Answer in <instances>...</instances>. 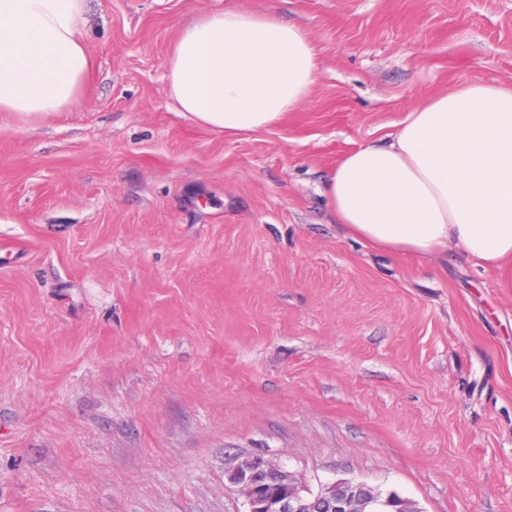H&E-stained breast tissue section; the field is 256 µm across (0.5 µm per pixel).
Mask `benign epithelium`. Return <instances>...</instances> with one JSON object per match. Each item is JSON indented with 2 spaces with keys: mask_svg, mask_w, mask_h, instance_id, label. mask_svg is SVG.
<instances>
[{
  "mask_svg": "<svg viewBox=\"0 0 512 512\" xmlns=\"http://www.w3.org/2000/svg\"><path fill=\"white\" fill-rule=\"evenodd\" d=\"M229 478L245 497L247 512H350L349 498L338 499L333 496L304 498L299 494H290L285 498L272 497L264 493V487L270 482L282 480L284 470L273 460L265 457L253 459L246 470L235 466L228 467Z\"/></svg>",
  "mask_w": 512,
  "mask_h": 512,
  "instance_id": "7a95c632",
  "label": "benign epithelium"
}]
</instances>
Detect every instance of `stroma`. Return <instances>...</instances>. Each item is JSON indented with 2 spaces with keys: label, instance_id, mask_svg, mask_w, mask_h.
I'll return each mask as SVG.
<instances>
[{
  "label": "stroma",
  "instance_id": "stroma-1",
  "mask_svg": "<svg viewBox=\"0 0 512 512\" xmlns=\"http://www.w3.org/2000/svg\"><path fill=\"white\" fill-rule=\"evenodd\" d=\"M237 7L302 28L309 98L227 135L166 64ZM81 99L0 112V512H247L262 455L310 492L512 512V294L466 253L353 238L322 188L421 102L512 88V0H86Z\"/></svg>",
  "mask_w": 512,
  "mask_h": 512
}]
</instances>
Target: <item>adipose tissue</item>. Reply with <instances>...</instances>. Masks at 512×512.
Segmentation results:
<instances>
[{"instance_id": "adipose-tissue-1", "label": "adipose tissue", "mask_w": 512, "mask_h": 512, "mask_svg": "<svg viewBox=\"0 0 512 512\" xmlns=\"http://www.w3.org/2000/svg\"><path fill=\"white\" fill-rule=\"evenodd\" d=\"M85 0H0V112L47 121L79 100ZM183 115L216 132L269 129L308 98L316 53L294 25L238 8L186 26L167 61ZM370 246L428 256L455 245L512 289V90L475 83L408 113L385 146L339 162L324 188Z\"/></svg>"}]
</instances>
